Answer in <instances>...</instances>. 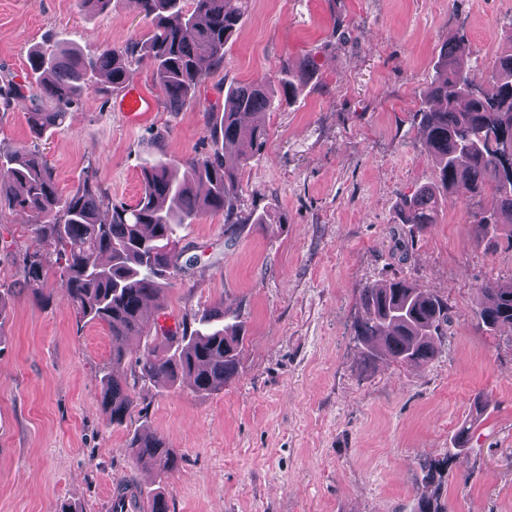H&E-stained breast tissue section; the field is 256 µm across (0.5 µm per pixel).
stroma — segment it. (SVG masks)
Returning <instances> with one entry per match:
<instances>
[{
	"label": "stroma",
	"instance_id": "obj_1",
	"mask_svg": "<svg viewBox=\"0 0 512 512\" xmlns=\"http://www.w3.org/2000/svg\"><path fill=\"white\" fill-rule=\"evenodd\" d=\"M150 26L133 0L104 14L77 0H0V69L21 79L36 43L93 54ZM511 31L512 0H252L223 66L181 111L136 67L130 82L149 105L135 122L116 94L85 95L37 140L23 109L0 112V149L37 144L61 193L92 175L110 202L131 205L147 154L208 150L203 113L223 111L229 85L277 81L285 60L315 67L267 116V144L239 172L262 223L231 234L223 215L200 214L180 232L187 264L147 312L148 327L171 330L195 329L219 304L242 321L237 373L221 391L140 380L131 416L109 425L101 380L132 378L133 361L113 365L107 327L77 322L55 263L52 299L33 297L23 270L33 220L0 213V512H106L113 491L133 487L148 500L164 493L168 512H415L431 460L447 466V512H512V329L473 318L477 284L512 282V242L487 245L476 223L496 199L450 195L423 231L399 219L402 201L436 180L416 114L446 44L465 40L470 77L485 87ZM392 279L450 305L428 363L371 359L355 339L362 288ZM145 432L177 457L165 478L130 457Z\"/></svg>",
	"mask_w": 512,
	"mask_h": 512
}]
</instances>
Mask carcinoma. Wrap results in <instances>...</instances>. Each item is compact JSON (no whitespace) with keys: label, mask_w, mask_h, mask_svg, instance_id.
<instances>
[{"label":"carcinoma","mask_w":512,"mask_h":512,"mask_svg":"<svg viewBox=\"0 0 512 512\" xmlns=\"http://www.w3.org/2000/svg\"><path fill=\"white\" fill-rule=\"evenodd\" d=\"M134 2L151 21L143 40L92 55L62 42L38 43L29 51L28 77H0V110L23 108L32 137L39 139L80 107L87 90L109 97L125 88L132 66L146 65L168 110L178 112L195 97L202 64H224V48L249 11V0ZM508 41L484 90L470 79L465 46L448 43L417 112L441 187L472 196L489 188L498 198L497 209L477 218L488 240H512V165L502 156L504 146L512 145V34ZM310 78L309 59L285 61L279 85L292 95ZM278 106L264 79L230 86L224 111L203 113L209 150L177 161L160 156L143 166L142 192L133 205L105 207V193L89 177L64 196L53 167L38 151L22 145L0 152V212L19 209L34 218L35 248L23 259L27 287L44 301L52 298L45 289L44 249H54L77 321L108 327L112 364L130 356L139 379L168 385L182 379L198 393L224 389L236 374L244 335L242 325L225 322L222 306L203 311L193 331L163 329L158 343L142 350L131 343L150 335L143 308L181 269L178 227L203 212L224 215L230 231L251 221L241 208L239 169L266 145L265 116ZM438 215L433 188L423 187L404 200V224L423 231ZM478 289L477 325L487 331L512 327V284L488 280ZM360 303L356 336L368 353L400 364L432 360L450 319L447 300L399 279L366 286ZM101 384L107 422L123 424L136 406L129 383L109 374ZM130 452L136 464L158 475L176 467V456L158 435L136 437ZM440 490L441 482L426 470L417 512H444Z\"/></svg>","instance_id":"carcinoma-1"}]
</instances>
